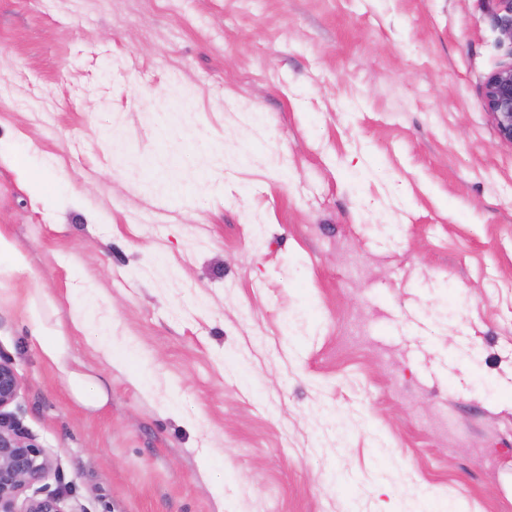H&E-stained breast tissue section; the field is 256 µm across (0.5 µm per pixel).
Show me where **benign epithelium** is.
<instances>
[{"label":"benign epithelium","instance_id":"benign-epithelium-1","mask_svg":"<svg viewBox=\"0 0 512 512\" xmlns=\"http://www.w3.org/2000/svg\"><path fill=\"white\" fill-rule=\"evenodd\" d=\"M505 59L483 82L481 105L495 124L501 140L512 144V0H496ZM21 389L12 362L0 357V512H68L58 492L26 495L42 483L51 460L39 443L20 427L9 407Z\"/></svg>","mask_w":512,"mask_h":512}]
</instances>
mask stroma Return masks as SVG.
Masks as SVG:
<instances>
[{"mask_svg":"<svg viewBox=\"0 0 512 512\" xmlns=\"http://www.w3.org/2000/svg\"><path fill=\"white\" fill-rule=\"evenodd\" d=\"M496 12L0 0V355L70 512H512Z\"/></svg>","mask_w":512,"mask_h":512,"instance_id":"1","label":"stroma"}]
</instances>
